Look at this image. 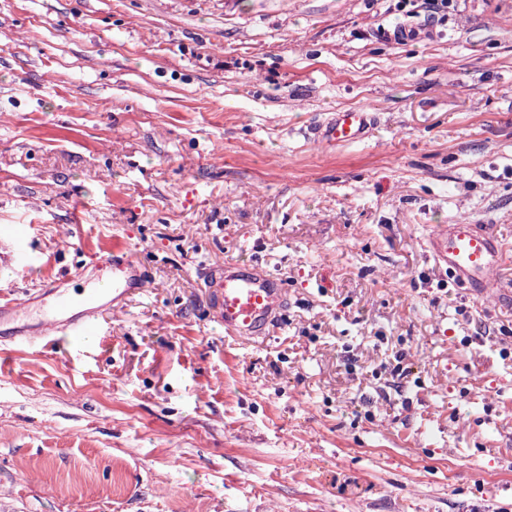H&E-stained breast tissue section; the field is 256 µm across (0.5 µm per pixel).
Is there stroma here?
<instances>
[{
  "label": "stroma",
  "instance_id": "35a3bbf8",
  "mask_svg": "<svg viewBox=\"0 0 512 512\" xmlns=\"http://www.w3.org/2000/svg\"><path fill=\"white\" fill-rule=\"evenodd\" d=\"M461 219L512 287V0H0V235L39 257L0 296L148 276L92 342L0 339V512H512V308L426 252ZM232 261L290 290L256 341L205 309ZM372 124L371 112L346 110L336 112L324 122L316 138L324 145H342L365 140Z\"/></svg>",
  "mask_w": 512,
  "mask_h": 512
}]
</instances>
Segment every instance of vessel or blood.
I'll use <instances>...</instances> for the list:
<instances>
[{"label":"vessel or blood","instance_id":"b4317fda","mask_svg":"<svg viewBox=\"0 0 512 512\" xmlns=\"http://www.w3.org/2000/svg\"><path fill=\"white\" fill-rule=\"evenodd\" d=\"M371 124L368 112L341 111L321 125L316 137L333 146L360 142L367 138ZM426 249L435 268L447 272L470 294L512 307V290L502 288L494 279L502 247L490 233L467 222L437 224L427 238ZM97 270L92 287L74 296L50 284L41 291V304H34L28 296L0 302V315L8 312L16 316L34 306L41 316L36 332L20 329L15 331V339L27 341L34 335L44 338L61 333L78 342L96 336L103 309L123 304L147 285L139 261L128 254H113L98 264ZM203 286L214 321L228 335L241 339L262 337L281 320L288 306L285 284L250 262L211 267Z\"/></svg>","mask_w":512,"mask_h":512}]
</instances>
